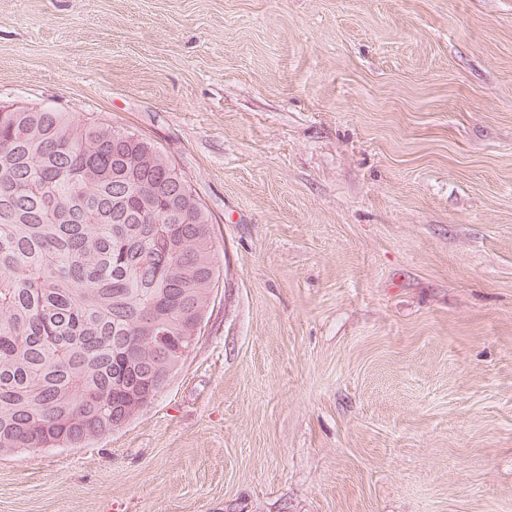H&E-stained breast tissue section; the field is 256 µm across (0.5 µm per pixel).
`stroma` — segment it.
Instances as JSON below:
<instances>
[{
  "label": "stroma",
  "mask_w": 512,
  "mask_h": 512,
  "mask_svg": "<svg viewBox=\"0 0 512 512\" xmlns=\"http://www.w3.org/2000/svg\"><path fill=\"white\" fill-rule=\"evenodd\" d=\"M213 214L191 354L0 512H512V0H0V105Z\"/></svg>",
  "instance_id": "stroma-1"
}]
</instances>
